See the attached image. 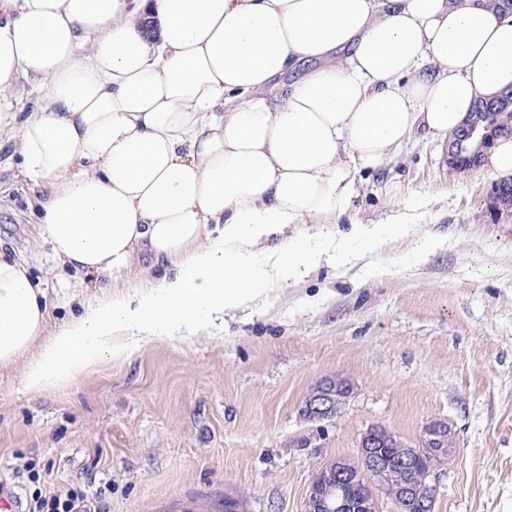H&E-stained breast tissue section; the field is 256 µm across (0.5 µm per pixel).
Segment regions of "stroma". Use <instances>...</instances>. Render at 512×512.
I'll return each instance as SVG.
<instances>
[{
	"instance_id": "1",
	"label": "stroma",
	"mask_w": 512,
	"mask_h": 512,
	"mask_svg": "<svg viewBox=\"0 0 512 512\" xmlns=\"http://www.w3.org/2000/svg\"><path fill=\"white\" fill-rule=\"evenodd\" d=\"M492 181L417 138L357 186L362 223L415 211L409 236L375 255L381 274L321 267L212 338L144 346L39 396L21 370L0 373V498L74 487L101 512H305L315 476L355 457L367 428L415 448L444 418L455 444L434 512H512V220L491 215ZM35 196L1 148L0 248L28 262L55 330L93 285L53 269ZM430 239L439 248L414 263ZM336 377L353 386L341 413L304 417L311 389Z\"/></svg>"
}]
</instances>
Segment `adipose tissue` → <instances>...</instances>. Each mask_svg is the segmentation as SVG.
I'll return each mask as SVG.
<instances>
[{
	"instance_id": "ef3b65f1",
	"label": "adipose tissue",
	"mask_w": 512,
	"mask_h": 512,
	"mask_svg": "<svg viewBox=\"0 0 512 512\" xmlns=\"http://www.w3.org/2000/svg\"><path fill=\"white\" fill-rule=\"evenodd\" d=\"M512 90V8L485 0H0V138L87 297L55 333L0 253V370L33 395L162 340L209 338L274 285L347 266L412 219H350L359 175Z\"/></svg>"
}]
</instances>
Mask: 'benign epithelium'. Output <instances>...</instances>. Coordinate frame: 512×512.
I'll return each mask as SVG.
<instances>
[{
  "mask_svg": "<svg viewBox=\"0 0 512 512\" xmlns=\"http://www.w3.org/2000/svg\"><path fill=\"white\" fill-rule=\"evenodd\" d=\"M499 136L498 124L490 122L483 126L466 125L452 141L448 142V167L455 171L461 166V162L465 161L471 164V169H479L483 163L484 153ZM488 197L495 216H512V178H501L494 182ZM351 394L352 385L347 380L326 379L308 394L303 402L302 413L312 420L334 418L341 413ZM451 433L447 421L432 420L423 429L422 443L436 456L447 451L448 435ZM384 434V429L371 427L362 434L358 446L373 495L389 499L397 509L410 505L416 512H434L436 473L435 466L430 461L425 462L424 481H410L399 488L396 494L389 493V466L381 460L376 451L378 441ZM353 476L354 470L349 459L338 457L330 462L317 474L310 486L306 512H350L352 506L346 499L336 496L335 488L348 483Z\"/></svg>",
  "mask_w": 512,
  "mask_h": 512,
  "instance_id": "obj_1",
  "label": "benign epithelium"
}]
</instances>
